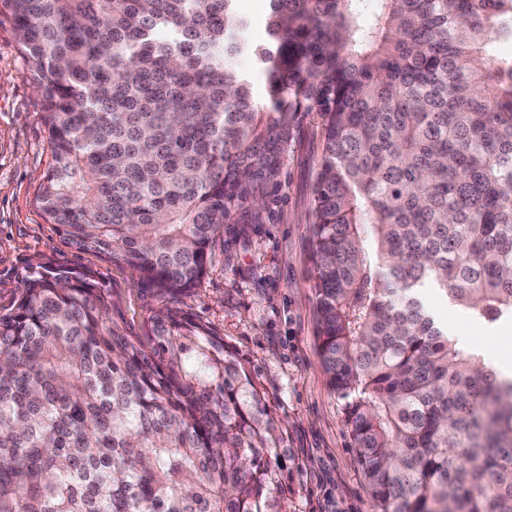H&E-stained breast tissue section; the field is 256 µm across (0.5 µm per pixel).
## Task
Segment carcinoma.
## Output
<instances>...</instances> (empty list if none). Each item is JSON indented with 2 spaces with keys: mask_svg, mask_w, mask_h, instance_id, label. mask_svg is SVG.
I'll return each instance as SVG.
<instances>
[{
  "mask_svg": "<svg viewBox=\"0 0 512 512\" xmlns=\"http://www.w3.org/2000/svg\"><path fill=\"white\" fill-rule=\"evenodd\" d=\"M236 2L0 0L42 97L45 222L178 299L317 113L321 346L374 512H512V377L425 300L512 326V0H269L260 45ZM21 283L0 512H272L277 426L206 327L161 313L144 340L93 273Z\"/></svg>",
  "mask_w": 512,
  "mask_h": 512,
  "instance_id": "cac0c4a2",
  "label": "carcinoma"
}]
</instances>
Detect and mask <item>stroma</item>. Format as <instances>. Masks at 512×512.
<instances>
[{"instance_id":"stroma-1","label":"stroma","mask_w":512,"mask_h":512,"mask_svg":"<svg viewBox=\"0 0 512 512\" xmlns=\"http://www.w3.org/2000/svg\"><path fill=\"white\" fill-rule=\"evenodd\" d=\"M24 68L0 13V311L12 306L23 268L36 260L95 272L111 288L127 332L138 336L149 334L156 311L175 306L223 339L279 421L282 440L268 454L282 488L278 512H373V490L321 348L312 278L311 209L323 145L317 114L302 118L264 205L224 225L206 275L174 302L145 289L126 265L77 251L42 218L36 199L52 157L41 97ZM427 302L453 336L477 344L488 361L501 365L512 329L484 331L433 291Z\"/></svg>"}]
</instances>
